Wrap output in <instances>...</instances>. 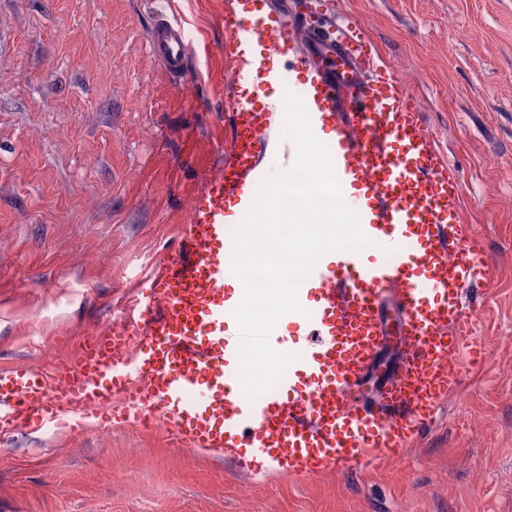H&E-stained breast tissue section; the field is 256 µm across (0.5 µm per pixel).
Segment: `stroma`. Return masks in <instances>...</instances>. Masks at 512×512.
<instances>
[{"label": "stroma", "mask_w": 512, "mask_h": 512, "mask_svg": "<svg viewBox=\"0 0 512 512\" xmlns=\"http://www.w3.org/2000/svg\"><path fill=\"white\" fill-rule=\"evenodd\" d=\"M361 23L459 167L499 275L477 289L487 359L399 457L320 477L178 449L108 416L18 435L0 512H512V0H317ZM189 36L190 73L150 45L153 10ZM224 0H0V364L71 360L124 317L178 245L199 174L255 105L224 58Z\"/></svg>", "instance_id": "obj_1"}]
</instances>
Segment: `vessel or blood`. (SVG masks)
<instances>
[{
  "label": "vessel or blood",
  "mask_w": 512,
  "mask_h": 512,
  "mask_svg": "<svg viewBox=\"0 0 512 512\" xmlns=\"http://www.w3.org/2000/svg\"><path fill=\"white\" fill-rule=\"evenodd\" d=\"M237 2L224 0V52L236 81L267 78L259 53L274 54L283 41L302 45L309 80L298 85L285 72L279 79L314 122L331 126L336 177L360 185L346 202L377 259L340 251L335 262L316 263L314 293H297L306 306L296 315L301 335L271 342L298 360L247 400L236 376L240 332L224 315V283L233 276L224 202L257 188L258 155L283 114L233 99L224 160L205 174L177 249L130 299L125 323L85 337L74 359L53 369L0 367L1 444L50 424L77 431L106 414L245 471L261 459L291 479L317 477L399 456L457 392L463 364L485 359L469 292L491 285L497 264L468 224L459 169L405 85L357 22L311 20L302 0H259L263 13L242 19ZM153 48L172 70L184 69L189 42L177 18L158 13ZM392 344L398 366L363 403L376 357Z\"/></svg>",
  "instance_id": "obj_1"
}]
</instances>
